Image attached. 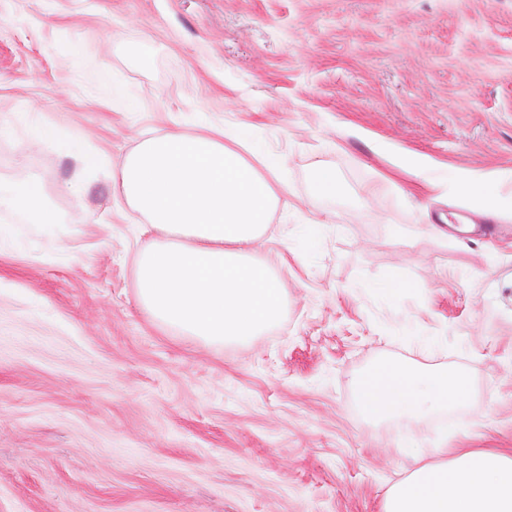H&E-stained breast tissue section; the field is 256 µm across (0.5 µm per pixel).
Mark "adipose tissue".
I'll return each instance as SVG.
<instances>
[{
  "mask_svg": "<svg viewBox=\"0 0 512 512\" xmlns=\"http://www.w3.org/2000/svg\"><path fill=\"white\" fill-rule=\"evenodd\" d=\"M65 154L74 175L62 192L83 200L87 181L101 175L145 219L150 235L135 251L134 288L155 323L221 346L248 342L280 319L285 290L256 257L278 196L222 133H157L117 163L93 148ZM49 179L38 173L21 184L0 181V211L17 213L53 243L64 221L44 197ZM357 388L374 419H421L469 395L463 374L389 360L368 370ZM399 451L417 465L388 487L380 512H512V453L470 450L424 465L416 442L403 441Z\"/></svg>",
  "mask_w": 512,
  "mask_h": 512,
  "instance_id": "obj_1",
  "label": "adipose tissue"
}]
</instances>
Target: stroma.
<instances>
[{
	"mask_svg": "<svg viewBox=\"0 0 512 512\" xmlns=\"http://www.w3.org/2000/svg\"><path fill=\"white\" fill-rule=\"evenodd\" d=\"M0 175L71 177L218 126L275 187L260 257L288 305L206 346L138 307L142 218L90 180L72 230L0 251V512H379L397 443L512 448V0H0ZM335 169L333 196L313 191ZM320 221L316 238L304 236ZM402 228L394 236V228ZM382 359L468 376L439 417L369 421ZM338 189L336 171L326 166H317L314 192L317 195H334ZM457 189L462 194H480L491 205H498V190L492 184L465 178L458 182Z\"/></svg>",
	"mask_w": 512,
	"mask_h": 512,
	"instance_id": "stroma-1",
	"label": "stroma"
}]
</instances>
